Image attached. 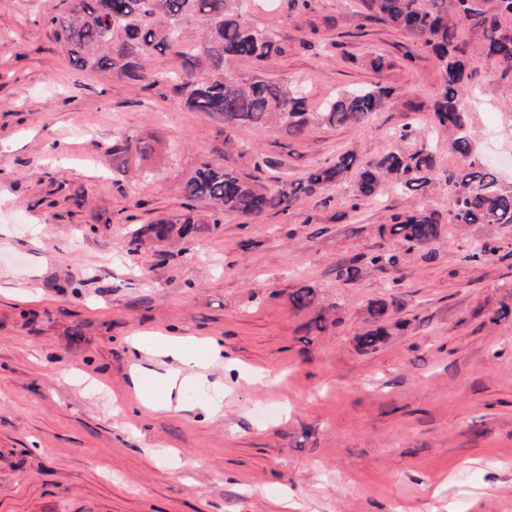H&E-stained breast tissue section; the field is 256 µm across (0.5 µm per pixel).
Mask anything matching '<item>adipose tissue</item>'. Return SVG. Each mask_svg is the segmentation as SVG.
Instances as JSON below:
<instances>
[{"mask_svg": "<svg viewBox=\"0 0 512 512\" xmlns=\"http://www.w3.org/2000/svg\"><path fill=\"white\" fill-rule=\"evenodd\" d=\"M132 343L144 352L168 358L175 364L174 369L156 375L157 391L139 392L144 406L160 412H177L185 406L186 391L194 390L201 395L202 412L212 417L221 414L224 391L214 385L208 373L220 352L215 341L143 331L133 337Z\"/></svg>", "mask_w": 512, "mask_h": 512, "instance_id": "1", "label": "adipose tissue"}]
</instances>
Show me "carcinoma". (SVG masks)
Masks as SVG:
<instances>
[{
	"mask_svg": "<svg viewBox=\"0 0 512 512\" xmlns=\"http://www.w3.org/2000/svg\"><path fill=\"white\" fill-rule=\"evenodd\" d=\"M66 8L48 18L53 36L77 69L109 74L119 80L144 83L171 95L182 106L224 122L236 131L273 128L285 136L302 138L314 126L361 127L382 110L392 89L379 84L346 89L320 112L306 109L305 91L283 88L263 79L241 80L229 70L234 61L267 65L288 53V44L266 30L247 23L238 0H64ZM366 18L404 33L410 42L432 52L441 73L440 91L433 103L435 124L448 131V151L460 165H440L438 150L425 129L409 123L393 130L392 147L365 167L352 153L310 170L305 183L266 187L216 162H204L182 184L183 195L207 204L213 225L232 215L245 222L266 214L286 212L302 193L353 180L351 208L375 200L386 188L426 192L438 183L454 190L448 219L434 210L391 215L390 233L399 236L407 251L435 242L442 224H512V185L500 182L476 152L475 133L464 112L463 97L474 85L467 49L459 30L470 25L481 32L485 58L512 75V0H363ZM173 60L170 72L151 70L150 56ZM164 150L162 139L124 135L108 151L112 170L143 171V164ZM201 227L186 216L134 231L131 244L143 238L164 242L176 236L189 240ZM314 290L295 289L289 301L297 310L315 303ZM387 335L379 326L357 337L358 346L374 350Z\"/></svg>",
	"mask_w": 512,
	"mask_h": 512,
	"instance_id": "cac0c4a2",
	"label": "carcinoma"
}]
</instances>
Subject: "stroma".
Returning a JSON list of instances; mask_svg holds the SVG:
<instances>
[{
  "label": "stroma",
  "mask_w": 512,
  "mask_h": 512,
  "mask_svg": "<svg viewBox=\"0 0 512 512\" xmlns=\"http://www.w3.org/2000/svg\"><path fill=\"white\" fill-rule=\"evenodd\" d=\"M63 0H0V512H273L292 493L314 512H512V318L490 322L512 286V224L444 225L426 249L381 234L390 214L448 212L452 193L387 191L351 209L352 187L301 195L254 224L186 199L180 180L210 160L260 183L304 181L344 152L359 165L394 128L426 123L439 93L435 57L367 19L363 0H241L243 16L288 43L264 68L231 72L306 86L310 110L339 92L383 83L389 104L358 129L313 127L301 139L254 129L225 147L224 124L159 89L75 69L47 17ZM475 79L467 98L479 154L512 183V79L463 28ZM384 55L383 73L350 56ZM148 132L171 147L153 176L114 174L113 139ZM267 164L255 168L257 159ZM82 205H75V198ZM109 223H95V214ZM193 216L191 242L128 249L131 232ZM497 253L478 262L475 241ZM395 251L397 267L372 253ZM355 264L358 279L339 277ZM308 285L328 320L294 309ZM383 301L376 350L358 336ZM139 329L211 336L223 348L210 377L224 413L197 405L139 419L135 375L163 370L134 349ZM279 374L278 385L253 373Z\"/></svg>",
  "instance_id": "35a3bbf8"
}]
</instances>
